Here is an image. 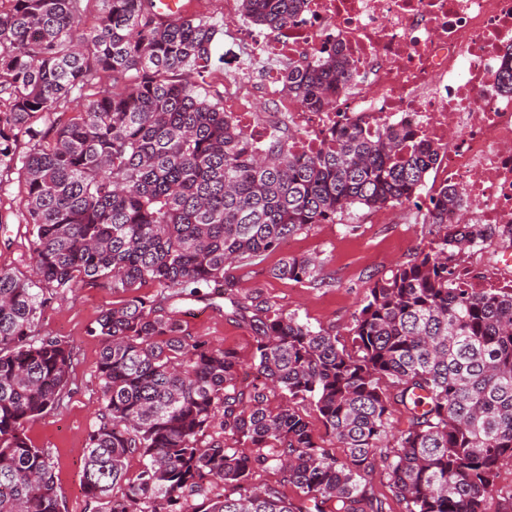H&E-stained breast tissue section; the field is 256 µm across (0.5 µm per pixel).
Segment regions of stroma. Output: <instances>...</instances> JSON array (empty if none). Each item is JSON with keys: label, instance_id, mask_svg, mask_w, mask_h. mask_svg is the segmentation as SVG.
<instances>
[{"label": "stroma", "instance_id": "obj_1", "mask_svg": "<svg viewBox=\"0 0 512 512\" xmlns=\"http://www.w3.org/2000/svg\"><path fill=\"white\" fill-rule=\"evenodd\" d=\"M22 197V176L12 174L7 189L0 191V269L27 273L33 253L21 221ZM430 240L429 225L422 223L411 204L377 211L355 207L344 214L341 223L316 225L292 236L255 265L237 270V286L226 297H189L176 302L175 308L189 336L235 350L242 362L241 374L248 378L252 375L255 333L234 315V301L257 296L297 315L300 321L341 334L373 282L390 277L399 265L427 249ZM300 254L320 259L325 287L313 288L272 276L271 270L281 258ZM120 300V295L108 288H81L52 303L42 317V333L68 341L75 348L73 392L62 408L28 424L27 434L37 447L52 452L67 512L89 510L81 475L85 437L100 403V344L88 336L87 329L102 310Z\"/></svg>", "mask_w": 512, "mask_h": 512}]
</instances>
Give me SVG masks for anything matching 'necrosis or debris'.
Wrapping results in <instances>:
<instances>
[{
	"label": "necrosis or debris",
	"mask_w": 512,
	"mask_h": 512,
	"mask_svg": "<svg viewBox=\"0 0 512 512\" xmlns=\"http://www.w3.org/2000/svg\"><path fill=\"white\" fill-rule=\"evenodd\" d=\"M233 33L248 53L224 74V110L253 150L284 135L295 155H309L356 121L406 128L439 147L442 180L465 190L467 213H449V223L512 224V94L498 80L512 0H306L287 30ZM334 45L356 74L319 112L288 96L277 71L253 68L314 62Z\"/></svg>",
	"instance_id": "obj_1"
}]
</instances>
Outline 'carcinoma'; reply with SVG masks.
Instances as JSON below:
<instances>
[{
	"label": "carcinoma",
	"mask_w": 512,
	"mask_h": 512,
	"mask_svg": "<svg viewBox=\"0 0 512 512\" xmlns=\"http://www.w3.org/2000/svg\"><path fill=\"white\" fill-rule=\"evenodd\" d=\"M304 2L239 0L272 31ZM216 35L207 16L163 18L153 0H0V189L24 172L34 254L28 276L0 270V512H66L52 455L25 425L63 405L74 353L39 323L52 300L99 285L126 295L88 330L101 402L82 485L105 512H322L328 500L383 512L366 483L378 465L405 512H492L497 464L512 456V284L474 287L462 256L512 240V225L448 223L459 188L428 195L429 249L374 283L348 345L267 301H234L253 310L243 388L234 350L191 339L166 312L186 294H224L230 270L354 206L416 203L439 155L407 129L358 124L302 159L282 141L248 151L224 95L202 90ZM354 73L333 47L313 66L288 61L280 79L318 112ZM318 265L291 255L271 274L321 288ZM147 283L159 298L137 294ZM395 405L408 414L396 434ZM305 406L345 456L322 445ZM270 467L295 499L252 485Z\"/></svg>",
	"instance_id": "obj_1"
}]
</instances>
